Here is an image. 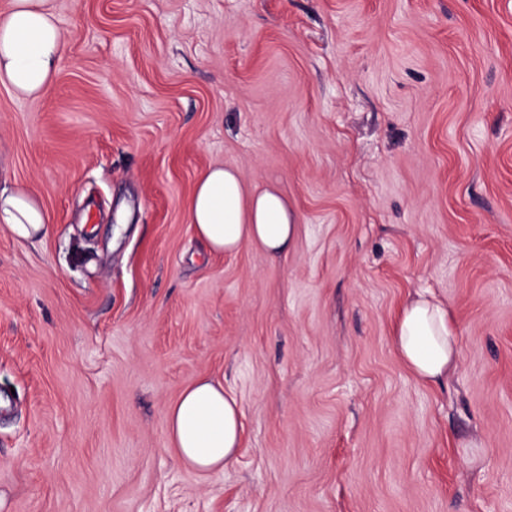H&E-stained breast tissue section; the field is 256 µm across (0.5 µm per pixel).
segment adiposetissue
I'll return each mask as SVG.
<instances>
[{
    "mask_svg": "<svg viewBox=\"0 0 512 512\" xmlns=\"http://www.w3.org/2000/svg\"><path fill=\"white\" fill-rule=\"evenodd\" d=\"M64 49L53 0H11L0 15V82L18 96L36 98L47 90ZM189 219L215 254L245 245L281 253L292 246L297 232V214L276 190L249 189L236 170L221 164L197 180ZM0 227L20 242L46 233L40 204L21 190L0 192ZM394 344L418 380L447 377L458 353L447 307L426 292L409 298L394 329ZM165 417L170 446L182 464L205 474L236 460L241 411L221 383L202 379L187 386Z\"/></svg>",
    "mask_w": 512,
    "mask_h": 512,
    "instance_id": "1",
    "label": "adipose tissue"
}]
</instances>
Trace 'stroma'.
<instances>
[{
    "label": "stroma",
    "instance_id": "1",
    "mask_svg": "<svg viewBox=\"0 0 512 512\" xmlns=\"http://www.w3.org/2000/svg\"><path fill=\"white\" fill-rule=\"evenodd\" d=\"M49 89L0 83V512H512V0H55ZM298 213L291 249L211 253V165ZM447 304L446 380L404 366ZM242 411L221 472L165 411ZM0 224L20 242L32 241L46 233L40 204L22 190L0 192ZM394 344L418 380L434 382L448 377L458 353V336L448 308L430 293L409 298L394 329ZM170 447L199 473L223 470L237 458L242 421L239 403L221 383L201 379L187 386L165 413Z\"/></svg>",
    "mask_w": 512,
    "mask_h": 512
}]
</instances>
